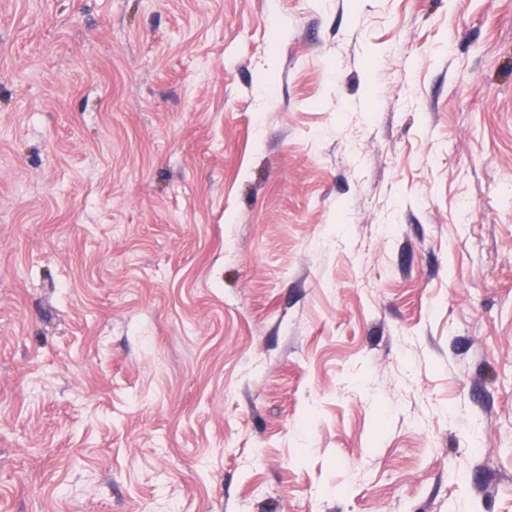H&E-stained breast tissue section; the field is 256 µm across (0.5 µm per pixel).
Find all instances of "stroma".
Listing matches in <instances>:
<instances>
[{
    "mask_svg": "<svg viewBox=\"0 0 512 512\" xmlns=\"http://www.w3.org/2000/svg\"><path fill=\"white\" fill-rule=\"evenodd\" d=\"M0 512H512V0H0Z\"/></svg>",
    "mask_w": 512,
    "mask_h": 512,
    "instance_id": "35a3bbf8",
    "label": "stroma"
}]
</instances>
